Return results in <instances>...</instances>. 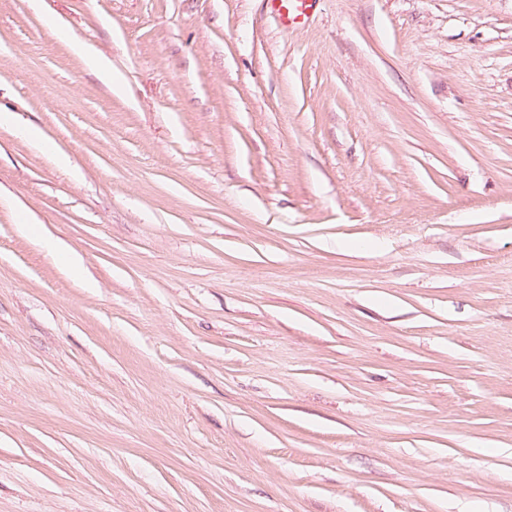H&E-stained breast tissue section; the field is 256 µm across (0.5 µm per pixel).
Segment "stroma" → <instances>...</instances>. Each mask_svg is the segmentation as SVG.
Wrapping results in <instances>:
<instances>
[{"label": "stroma", "instance_id": "1", "mask_svg": "<svg viewBox=\"0 0 512 512\" xmlns=\"http://www.w3.org/2000/svg\"><path fill=\"white\" fill-rule=\"evenodd\" d=\"M2 112L0 512H512V0H0ZM316 0H266L275 12L285 22L292 25H301L308 17V11ZM74 50L82 56L86 66L109 85L113 91L117 92L121 89L119 84L114 83L112 69L103 56L81 43H75Z\"/></svg>", "mask_w": 512, "mask_h": 512}]
</instances>
